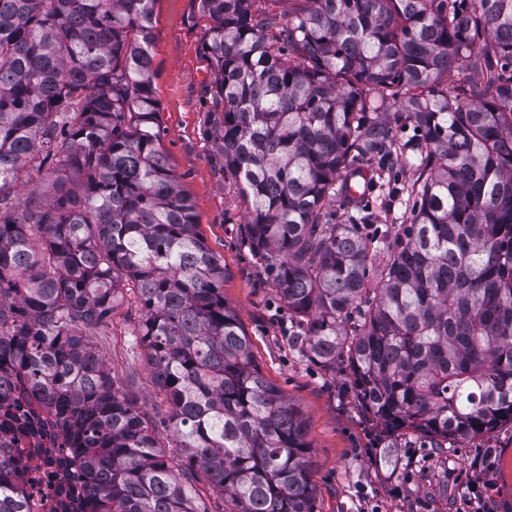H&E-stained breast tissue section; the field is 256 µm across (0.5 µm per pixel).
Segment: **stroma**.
<instances>
[{"label": "stroma", "instance_id": "35a3bbf8", "mask_svg": "<svg viewBox=\"0 0 512 512\" xmlns=\"http://www.w3.org/2000/svg\"><path fill=\"white\" fill-rule=\"evenodd\" d=\"M198 0H155L153 79L161 147L194 204L196 222L223 263L224 300L254 358L306 425L317 512H512V424L440 450L406 438L398 463L381 465L385 438L357 408L344 371L329 373L294 347L273 276L245 243V206L224 169L211 121L213 73L202 50ZM136 293L91 334L96 353L132 394L166 459L177 457L168 406L153 394L137 335Z\"/></svg>", "mask_w": 512, "mask_h": 512}]
</instances>
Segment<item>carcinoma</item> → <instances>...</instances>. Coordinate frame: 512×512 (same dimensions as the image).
I'll list each match as a JSON object with an SVG mask.
<instances>
[{
	"label": "carcinoma",
	"mask_w": 512,
	"mask_h": 512,
	"mask_svg": "<svg viewBox=\"0 0 512 512\" xmlns=\"http://www.w3.org/2000/svg\"><path fill=\"white\" fill-rule=\"evenodd\" d=\"M281 2L198 8L224 169L296 345L349 371L393 445L512 422V0ZM153 3L0 0V396L38 393L93 512H208L187 469L232 512H315L304 421L257 365L161 149ZM399 99L422 131L413 204L370 238L327 210L358 208L351 180L385 189L402 148L376 115ZM128 284L175 461L91 347ZM16 487L0 447V512H24ZM46 168L39 167V160L32 161L23 173V183L24 187H20L16 194L17 197L13 198V202H17L18 198L22 201V199L26 196V194L34 189L35 185H40L46 175Z\"/></svg>",
	"instance_id": "obj_1"
}]
</instances>
